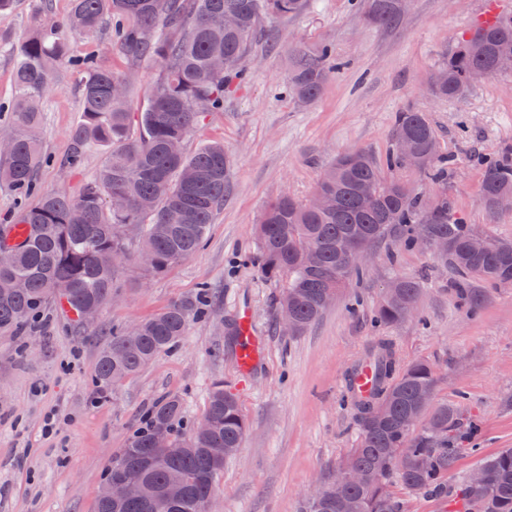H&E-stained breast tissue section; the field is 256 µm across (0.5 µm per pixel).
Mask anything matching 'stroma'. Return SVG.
<instances>
[{
  "mask_svg": "<svg viewBox=\"0 0 512 512\" xmlns=\"http://www.w3.org/2000/svg\"><path fill=\"white\" fill-rule=\"evenodd\" d=\"M488 0H411L390 28L370 25L362 0H310L301 14L266 18L249 57L250 76L225 95L186 141L187 151L222 143L230 157L224 204L202 248L165 274L149 275L136 257L120 267L116 300L86 328L62 318L56 305L40 315L41 332L0 334V512H96L113 453L159 397L178 396L188 419L203 415L209 390L224 380L237 395L249 429L215 484L210 512H297L317 483L334 479L356 443L355 417L342 382L377 337L392 339L402 363L434 366L436 399L460 402L479 425L471 448L448 473L447 495L408 493L392 481L402 512H450L462 479L488 455L512 448V288L483 286L469 310L457 273L432 251L387 258L374 250L363 279L349 281L340 301L305 333L283 334L276 299L283 282L252 263L256 226L272 200H306L334 159L353 149L384 156L398 112H425L449 159L448 194L470 223L512 240V211L489 217L480 204L476 154L512 148V73L484 80L456 100L426 87L442 55L469 31ZM333 49L342 70L313 103L286 95L288 43ZM80 78L62 67L43 99L39 137L47 156L37 172L43 189L78 195L101 168L106 149L87 145L67 166L82 111ZM423 283L418 313L398 325L373 321L396 277ZM207 289L210 313L190 323L179 346L114 388L95 383L102 329L126 327ZM248 306L264 340V364L241 381L236 342L228 334L239 306ZM58 431L42 432L46 413Z\"/></svg>",
  "mask_w": 512,
  "mask_h": 512,
  "instance_id": "1",
  "label": "stroma"
}]
</instances>
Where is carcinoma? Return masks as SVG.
I'll return each instance as SVG.
<instances>
[{
  "label": "carcinoma",
  "mask_w": 512,
  "mask_h": 512,
  "mask_svg": "<svg viewBox=\"0 0 512 512\" xmlns=\"http://www.w3.org/2000/svg\"><path fill=\"white\" fill-rule=\"evenodd\" d=\"M67 28L93 37L107 30L111 42L124 51L128 66L114 70L93 52L73 53L59 24L46 19L49 0H39L33 30L15 46L0 44L15 54L11 136L14 149L0 155V189L20 201L36 198L12 219L26 227L24 239L0 258V333L24 334L43 304L64 298L77 311L103 306L120 288L112 253L126 250V231L140 233V254L150 258L147 270L165 273L173 264L193 256L208 226L224 205L230 165L224 145L210 143L189 154L188 135L210 112L224 111V93L247 79V56L264 18H286L302 13L308 0H70ZM365 15L370 24L389 28L399 21L401 0H370ZM286 91L300 103L317 99L339 66L333 50L294 44ZM512 58V16L499 15L476 28L447 54L428 84L438 99H458L470 88L469 74L483 69L500 73L499 61ZM155 67L156 77L143 101H132L133 72L141 63ZM70 67L83 75L80 84L83 121L76 133L77 147L67 164L80 162L81 148L96 141L108 148L107 157L81 192L71 197L41 189L37 170L44 163L37 131L42 99L52 87L57 68ZM418 155L410 165L400 142ZM437 133L427 115L408 109L398 113L391 145L378 159L365 149H353L336 158L321 174L316 189L333 195L336 206L314 209L284 194L271 201L257 225L259 249L253 256L263 275L286 280L278 304L297 316L300 334L326 311L324 293L342 289L366 269L345 256L343 245L357 240L364 249L391 239L414 248L418 238L448 241L438 258L461 276L457 288L470 308L481 303L477 286L490 283L512 287V241L488 232L487 253L469 251V239L479 233L448 197V157L435 153ZM416 175L440 191L425 199L410 186ZM480 201L488 214L499 212L512 198V149L481 159ZM373 200L364 207L360 190ZM395 292L383 295L376 322L397 325L411 316L409 303L420 297L415 278L394 280ZM206 292L197 299L172 303L163 312L140 322L132 340L126 330L114 328L97 354L98 387L109 388L136 375L159 356L176 349L189 323L207 316ZM378 374L371 394L351 402L358 422L356 448L343 466L357 469L364 481L344 480L327 485L329 498L318 506L302 501L298 512H336L345 498L351 512H399L389 481L395 477L410 492L443 493L448 469L464 449L459 444L475 426L455 404L433 403L420 411L423 428L410 429L405 416L419 395L435 391L438 378L432 365L419 361L401 365L392 344L382 339L369 351ZM184 408L176 396H166L133 427L126 447L114 456V466L139 467L145 494L116 504L98 494L97 512H203L215 491V479L224 464H214L209 448H228L224 459L236 455L248 430L237 397L217 381L209 393L203 418L205 430L184 426ZM163 429L174 447L169 456L153 447ZM400 448L408 464L392 462ZM489 483L477 492L463 482L460 504L465 512H512V448H503L481 463ZM172 483L182 485L176 500L165 498Z\"/></svg>",
  "instance_id": "cac0c4a2"
}]
</instances>
